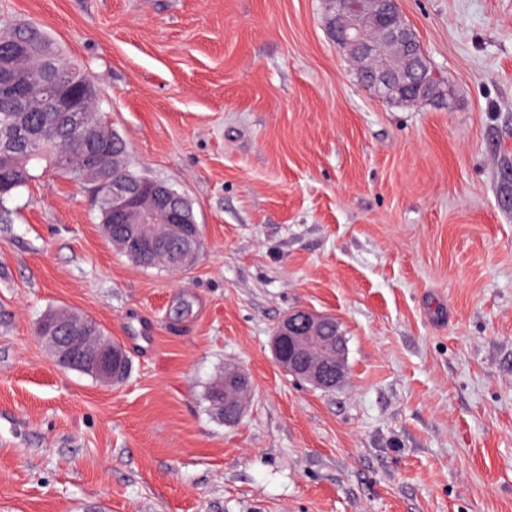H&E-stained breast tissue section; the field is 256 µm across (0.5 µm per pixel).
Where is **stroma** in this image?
<instances>
[{"label":"stroma","mask_w":512,"mask_h":512,"mask_svg":"<svg viewBox=\"0 0 512 512\" xmlns=\"http://www.w3.org/2000/svg\"><path fill=\"white\" fill-rule=\"evenodd\" d=\"M451 100L376 97L324 0H0L86 69L131 168L192 203L198 262L144 268L86 186L0 210V512H512V0H400ZM336 318L332 391L274 327ZM130 361L57 365L48 312ZM248 376L228 424L205 393ZM329 317L297 309L277 325L271 340L276 365L287 374L304 380L316 388H335L345 373L346 341L336 324L331 334ZM328 347L324 354L321 347ZM226 369H230V371H228L227 373H225V370ZM224 376H225V385H224V381H223V387L221 390H215L214 388H211L208 392H207V400L208 402L210 403V406L212 407L213 410H215L219 415H221V413L219 412L218 410V404H217V396L220 394V398L223 399L224 401V393H225V389L228 387L227 383L229 385L235 383V384H238V385H246L247 384V378L246 376L236 367H231L230 368H225L224 369ZM224 376L222 377V379L224 380ZM223 418H224V415L222 414L221 415Z\"/></svg>","instance_id":"stroma-1"}]
</instances>
